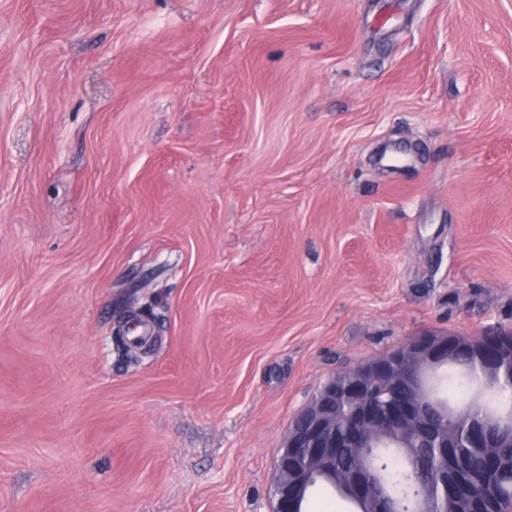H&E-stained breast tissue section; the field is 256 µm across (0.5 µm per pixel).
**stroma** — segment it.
<instances>
[{"label":"stroma","mask_w":512,"mask_h":512,"mask_svg":"<svg viewBox=\"0 0 512 512\" xmlns=\"http://www.w3.org/2000/svg\"><path fill=\"white\" fill-rule=\"evenodd\" d=\"M495 329L512 0H0V512H272L326 379Z\"/></svg>","instance_id":"1"}]
</instances>
